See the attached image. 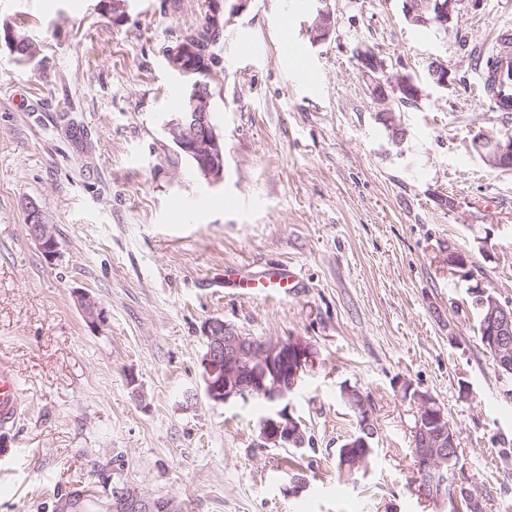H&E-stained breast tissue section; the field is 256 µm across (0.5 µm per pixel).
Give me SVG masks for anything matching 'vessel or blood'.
Masks as SVG:
<instances>
[{
    "mask_svg": "<svg viewBox=\"0 0 512 512\" xmlns=\"http://www.w3.org/2000/svg\"><path fill=\"white\" fill-rule=\"evenodd\" d=\"M476 75L480 97L493 111L512 115V22L498 26L491 47L476 52ZM228 283L237 288L288 290L298 287L296 276L280 269L264 277L242 275L231 269ZM24 406L23 393L8 365L0 364V427L15 422Z\"/></svg>",
    "mask_w": 512,
    "mask_h": 512,
    "instance_id": "b4317fda",
    "label": "vessel or blood"
}]
</instances>
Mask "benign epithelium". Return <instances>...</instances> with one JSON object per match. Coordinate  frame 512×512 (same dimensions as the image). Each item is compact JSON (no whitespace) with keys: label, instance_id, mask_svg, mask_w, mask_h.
I'll return each mask as SVG.
<instances>
[{"label":"benign epithelium","instance_id":"obj_1","mask_svg":"<svg viewBox=\"0 0 512 512\" xmlns=\"http://www.w3.org/2000/svg\"><path fill=\"white\" fill-rule=\"evenodd\" d=\"M248 0H213L211 22L218 24L222 9L230 15L243 11ZM324 7L317 10L309 30L313 43L329 38L336 21L329 0H318ZM462 0H404V14L414 26L438 27L448 30V24L459 10ZM356 60L362 64V75L367 90L377 105V112L390 117L401 95L421 98V89L404 74L388 73L387 61L372 48L357 50ZM190 109L178 113L167 122L166 130L173 144L196 163L200 174L207 180L218 182L224 175V152L221 137L211 118L213 96L204 92L199 82L191 84L187 92ZM497 167H512V137H501L494 149L485 156ZM30 214L29 231L44 256L56 255L57 243L53 226L46 223L42 209L36 204L27 207ZM484 297L488 323L485 345L496 363L512 364V310L497 299L486 298L487 290L475 289ZM78 302L86 321L96 327L105 320L103 309L86 292L79 294ZM206 339L202 356L203 380L207 397L216 404L235 406L256 395L265 396L274 403V409L256 423L257 445L260 448H302L307 438L291 414L288 398L305 375L317 366L314 347L301 340L291 339L277 343L259 342L243 335L235 326L219 318L204 323ZM429 393L417 391L414 395L420 412L427 420L417 421L412 428L414 468L421 496L433 503L442 495L428 491L425 476L454 460L456 436L448 425L447 414L438 402L427 401ZM362 431L348 437L347 447L367 448L369 439L377 435L374 411L363 408L360 416ZM450 497L457 501L469 495L471 480L454 466ZM91 501L98 512H183V504L170 495H148L129 482L113 486L112 492L103 493L96 486L79 490L68 499L53 505L54 512H82V504Z\"/></svg>","mask_w":512,"mask_h":512}]
</instances>
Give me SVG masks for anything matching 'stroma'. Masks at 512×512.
Returning <instances> with one entry per match:
<instances>
[{"label":"stroma","instance_id":"obj_1","mask_svg":"<svg viewBox=\"0 0 512 512\" xmlns=\"http://www.w3.org/2000/svg\"><path fill=\"white\" fill-rule=\"evenodd\" d=\"M336 28L313 44L316 12L249 0L226 17L206 77L224 177L198 174L169 139L164 48L202 28L206 0H0V27L40 48L18 65L0 40V362L26 401L0 428V512H51L57 495L120 461L145 492L185 512H448L417 492L404 379L434 396L457 433L486 512H512V399L480 343L468 290L512 303V169L487 165L477 132L512 130L479 101L474 53L512 0H463L448 32L411 25L403 0H330ZM292 43H283L281 24ZM249 32L246 50L231 37ZM370 46L419 83L393 140L357 69ZM443 61L448 86L428 81ZM36 203L54 259L26 226ZM467 257L449 268L448 252ZM285 265L282 298L243 296L224 270ZM103 308L98 327L77 300ZM220 318L264 342L319 354L291 398L301 449L260 448L262 412L204 391L202 328ZM368 396L374 462L350 479L336 450L356 419L343 385ZM307 477L289 491L292 467Z\"/></svg>","mask_w":512,"mask_h":512}]
</instances>
